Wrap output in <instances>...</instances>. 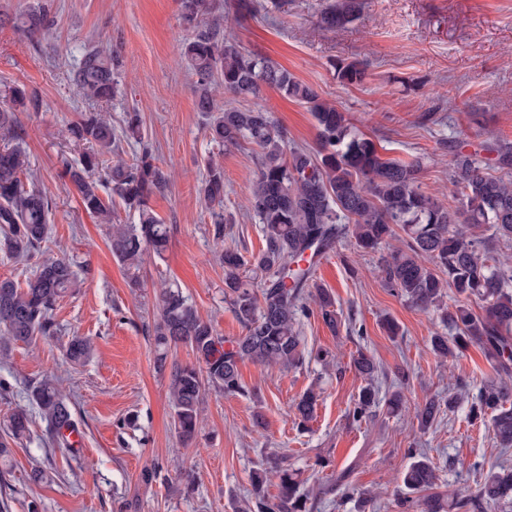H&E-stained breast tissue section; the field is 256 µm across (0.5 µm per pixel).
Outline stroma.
I'll list each match as a JSON object with an SVG mask.
<instances>
[{
	"mask_svg": "<svg viewBox=\"0 0 512 512\" xmlns=\"http://www.w3.org/2000/svg\"><path fill=\"white\" fill-rule=\"evenodd\" d=\"M37 0H0V85L19 83L42 101L37 112L21 113L30 160L57 202L48 239L33 260L0 257V278L25 283L37 262H71L78 286L54 311L58 333L16 342L0 353V427L18 407L32 417L30 436L13 444L0 467V512H241L250 474L278 458L297 470L313 496V512H358L354 501L326 493L337 474L347 473L368 493L371 512H411L402 507L401 472L408 449H424L439 468L432 492L441 499L481 480L474 463L500 455L485 424L471 422L468 406L441 414L420 430L417 409L430 399L447 400L459 381L480 383L494 371L478 347L440 360L430 338L443 332L437 313L424 312L390 292L378 272L379 255L356 256L351 241L337 244L317 265L314 280L336 299L342 325L331 331L321 317L301 321L306 350L326 348L335 362L310 360L297 369L244 362L241 380L249 396L206 390L198 436L183 445L174 431L168 378L154 367L152 335L161 289H179L199 314L213 320L225 340L242 333L224 297V267L214 252L213 225L199 195L210 145L206 117L196 107L193 78L178 51L188 32L177 0H51L55 23L41 44H32L8 17ZM253 17L224 13V32L244 52L287 69L336 104L388 157L422 158L423 188L452 203L450 156L439 145L449 138L472 152L480 142H512V0H364L358 19L329 30L319 24L330 0H261ZM117 49L123 60L121 93L108 106L114 127L139 113L143 143L123 147L132 158L149 144L168 184L152 200L171 228L163 256L145 255L140 285L109 248L111 225L98 224L80 207L77 192L62 176L61 158L70 146L64 126L89 111L67 78L65 61L85 44ZM362 62L361 84L344 86L332 62ZM270 112L293 146L316 144L314 118L304 105L276 88L261 87L247 99ZM224 244L252 259L264 245L262 226L245 210L258 167L251 145L225 150ZM399 327L390 335L386 320ZM90 340L93 354L81 365L64 354L68 339ZM378 369L373 384L388 398L395 373L404 406L378 410L355 421L348 411L365 386L354 369L358 354ZM52 373L68 396L81 434L80 449L48 448L44 424L30 397L33 382ZM319 395L313 418L299 428L294 403L306 389ZM263 425H255V413ZM329 459L322 468L318 459ZM43 467L48 477L32 483ZM156 468L145 480V468Z\"/></svg>",
	"mask_w": 512,
	"mask_h": 512,
	"instance_id": "stroma-1",
	"label": "stroma"
}]
</instances>
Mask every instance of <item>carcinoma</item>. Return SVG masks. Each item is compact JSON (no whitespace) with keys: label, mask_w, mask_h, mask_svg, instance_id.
<instances>
[{"label":"carcinoma","mask_w":512,"mask_h":512,"mask_svg":"<svg viewBox=\"0 0 512 512\" xmlns=\"http://www.w3.org/2000/svg\"><path fill=\"white\" fill-rule=\"evenodd\" d=\"M179 16L191 30L179 44L180 55L194 78L196 105L209 114L206 138L211 147L224 149L244 143L259 149V167L247 207L262 224L265 247L253 265L265 273L260 288L243 274L248 261L237 251L224 248V167L217 155L208 158L200 193L211 210L214 240L224 264V294L243 329L227 343L215 325L203 318L182 292L164 289L158 299L160 314L153 328L158 372H169V395L174 428L185 444L195 441L202 394L214 389L230 395H249L242 383L239 364L250 360L261 365L299 367L305 348L298 329L300 318L310 315L314 301L323 322L338 328L336 302L314 283L319 259L342 239L354 240L358 253H377L397 238L403 246L381 258L385 286L420 310L439 313L448 335L431 337L433 352L455 357L469 344L478 345L497 371L470 395L463 383L448 394V411L459 400L471 399L469 417L489 423L497 448H512V260L497 252L501 241L512 242V143H493L482 150L495 154L492 162L448 144L450 180L455 207L423 190L419 181L421 162L385 157L377 144L354 127L336 106L287 70L265 58L244 53L224 35V12L213 0H178ZM362 0H340L328 5L320 23L342 28L356 19ZM52 5L27 8L14 17V26L35 40L51 28ZM121 62L114 50L90 44L75 63L68 64L71 84L88 101L101 105L82 112L66 126L78 157L62 159L63 174L79 194L83 209L100 224L115 223L112 199L100 188H111L138 222L116 227L110 236L112 255L127 269L137 270L149 251L160 256L168 247L170 230L150 206L151 197L164 190L166 174L154 165L152 151L144 147L130 159L121 156V139L142 140L141 118L129 112L121 134L102 108L120 93ZM345 85L362 82L364 66L358 61L332 63ZM279 90L308 108L316 121L318 146L308 150L288 146L287 133L260 108L218 106L217 94L226 91L240 99L256 96L262 85ZM35 93L14 84L0 97V251L14 260L29 259L40 250L48 235L53 211L52 197L40 186L22 147L21 112H36ZM77 286L76 273L63 259L38 264L25 285L0 279V340L29 342L37 336H54L53 311L70 289ZM456 300L444 302L446 292ZM478 300L480 312L470 301ZM186 346L196 362L167 363L170 348ZM71 362H85L90 342L73 336L66 345ZM31 398L45 423L43 443L67 448L66 432L76 430L71 410L56 377L47 375L32 387ZM318 401L307 389L294 404L296 426L313 416ZM380 399L372 384L363 387L352 409L362 420L373 413ZM441 413L440 401L432 399L417 412L420 429L431 426ZM31 417L20 408L8 418L0 439V463L11 456L10 443L29 435ZM411 462L402 474L403 487L411 493L432 488L437 469L416 450L407 449ZM278 478V493L268 495V474ZM246 512H310L311 497L301 489L297 473L273 461L253 471ZM403 503L422 512H485L512 507V467L490 465L476 492L460 495L443 504L424 496Z\"/></svg>","instance_id":"obj_1"}]
</instances>
